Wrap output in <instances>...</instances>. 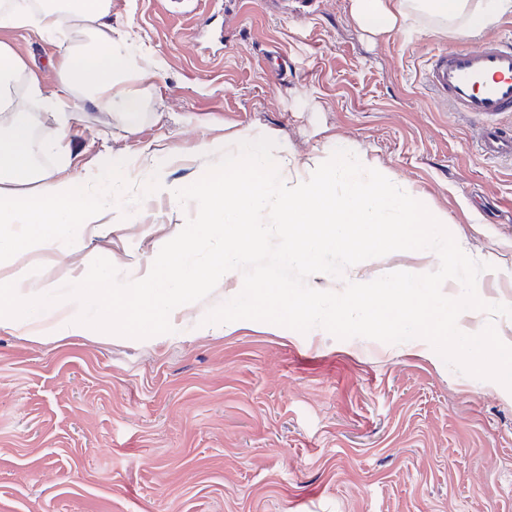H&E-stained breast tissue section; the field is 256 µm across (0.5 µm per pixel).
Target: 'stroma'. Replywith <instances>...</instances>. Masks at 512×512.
Instances as JSON below:
<instances>
[{
	"mask_svg": "<svg viewBox=\"0 0 512 512\" xmlns=\"http://www.w3.org/2000/svg\"><path fill=\"white\" fill-rule=\"evenodd\" d=\"M112 26L148 72L140 118L56 112L11 93L32 116L39 168L78 171L97 193L98 227L76 244L0 262L28 285L86 274L97 257L122 281L145 277L197 213L164 191L196 182L241 135L287 148L309 174L340 146L387 170L444 218L486 266L491 303L512 306V162L479 155L473 124L425 81L433 54L512 41V17L461 40L424 17L387 38L354 22L351 0H111ZM57 88L54 41L0 28ZM288 55L280 74L266 51ZM126 165L123 182L108 183ZM438 255L397 251L315 274L342 291L357 273L435 271ZM224 274L164 341L33 342L0 330V512H512V391L445 364L424 339H340L207 313L240 293Z\"/></svg>",
	"mask_w": 512,
	"mask_h": 512,
	"instance_id": "1",
	"label": "stroma"
}]
</instances>
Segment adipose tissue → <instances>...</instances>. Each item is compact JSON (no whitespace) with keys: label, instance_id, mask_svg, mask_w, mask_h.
Listing matches in <instances>:
<instances>
[{"label":"adipose tissue","instance_id":"obj_1","mask_svg":"<svg viewBox=\"0 0 512 512\" xmlns=\"http://www.w3.org/2000/svg\"><path fill=\"white\" fill-rule=\"evenodd\" d=\"M109 8L110 0H61L57 5L48 0L39 10L37 32L58 39L60 47V82L52 106L63 107L77 97L92 109L116 106L130 116L139 111L141 96L130 82L144 79V69L124 37L107 23ZM351 14L378 36L393 33L414 14L469 36L512 16V0H351ZM66 21L87 36V44L75 46L64 39ZM23 72L29 93L41 94V83L28 74L24 59L0 43V259L75 242L97 219V201L82 174L61 178L36 167L30 119L9 92L12 78ZM31 183L37 186L32 193L26 190Z\"/></svg>","mask_w":512,"mask_h":512}]
</instances>
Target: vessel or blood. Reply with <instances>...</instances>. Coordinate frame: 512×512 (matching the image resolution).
<instances>
[{
  "label": "vessel or blood",
  "mask_w": 512,
  "mask_h": 512,
  "mask_svg": "<svg viewBox=\"0 0 512 512\" xmlns=\"http://www.w3.org/2000/svg\"><path fill=\"white\" fill-rule=\"evenodd\" d=\"M429 87L449 111L476 123L477 151L487 161H512V43L489 40L475 48L434 54L426 71Z\"/></svg>",
  "instance_id": "1"
}]
</instances>
